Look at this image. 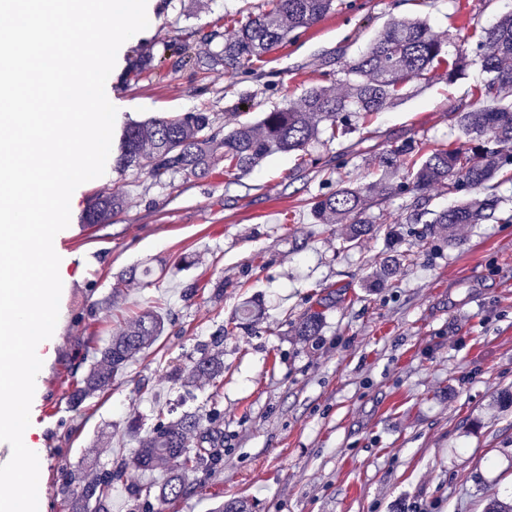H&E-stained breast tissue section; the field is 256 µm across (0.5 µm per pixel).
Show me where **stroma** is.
<instances>
[{
    "mask_svg": "<svg viewBox=\"0 0 512 512\" xmlns=\"http://www.w3.org/2000/svg\"><path fill=\"white\" fill-rule=\"evenodd\" d=\"M265 3L152 0L148 27L118 51L106 81L115 134L198 111L224 132L298 105L312 86L341 84L345 61L390 21L426 20L453 50L512 10V0H338L252 73H226L207 34L233 39ZM172 41L188 44V58L164 54ZM148 48L154 65L136 73ZM482 79L476 65L453 83L435 70L353 134L305 156L272 155L236 179L220 160L205 176L171 183L110 160L103 176L78 186L70 224L53 242L66 266L59 319L24 432L42 458L39 512H64L60 473L84 465L102 431L112 433L109 457L133 459L129 418L147 427L159 410H188L208 395L205 384L186 398L169 373L247 302L259 315L224 339L223 463L192 478L167 512H212L223 501L247 512H485L511 503L512 223L430 231L402 223L400 199L387 197L370 210L372 230L351 242L346 225L315 223L310 211L311 197L339 181L374 182L385 148L460 139L450 115ZM110 195L121 212L86 226L89 206ZM406 250L413 262L384 280L381 258ZM133 267L137 279L112 298L117 276ZM218 281L219 297L184 294ZM148 308L167 317L164 335L109 390L71 410L67 394L94 348ZM314 312L318 334L300 335Z\"/></svg>",
    "mask_w": 512,
    "mask_h": 512,
    "instance_id": "35a3bbf8",
    "label": "stroma"
}]
</instances>
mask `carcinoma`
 Returning a JSON list of instances; mask_svg holds the SVG:
<instances>
[{
  "label": "carcinoma",
  "instance_id": "obj_1",
  "mask_svg": "<svg viewBox=\"0 0 512 512\" xmlns=\"http://www.w3.org/2000/svg\"><path fill=\"white\" fill-rule=\"evenodd\" d=\"M335 0H268L270 9L248 17L234 40L214 53L228 72L249 70L297 29L308 28L334 7ZM477 62L485 74L477 96L453 112L454 126L465 137L462 145L440 147L421 155L417 142L409 140L378 154L380 178L368 186L342 184L335 192L311 200L319 224L349 225L348 241L369 230L373 194L411 196L402 206L407 224H482L494 217L499 197L490 182L501 171L512 169V12L482 28L475 44ZM447 62L445 41L420 19L394 20L376 35L367 50L344 67L345 90L319 85L310 88L298 107L263 113L255 124H241L219 137L208 112H189L158 117L127 127L122 134L116 167L146 168L157 181L206 174L212 163L224 159V175L234 177L253 169L274 153L305 152L325 137L329 143L352 131L360 118L397 104L409 82L423 79ZM420 160H415L416 155ZM407 169L403 180L394 178ZM450 191L485 190L484 196L431 215L429 191L434 185ZM114 197L97 199L85 216L87 224H103L119 211ZM252 316L245 304L235 319L221 326L218 335L196 345L195 355L184 368L175 370L172 382L189 385L205 381L213 391L194 412L171 419L163 412L139 438L135 464L141 469L172 466L169 480L160 488L127 483L128 463L97 458L79 470L62 476V493L68 512H111L112 487L126 485L137 512H156L188 492L189 476L209 473L224 460L221 428V378L224 377V336L240 328ZM164 330L163 317L141 312L103 347L76 382L68 396L78 410L95 394L112 386V377L145 349Z\"/></svg>",
  "mask_w": 512,
  "mask_h": 512
}]
</instances>
